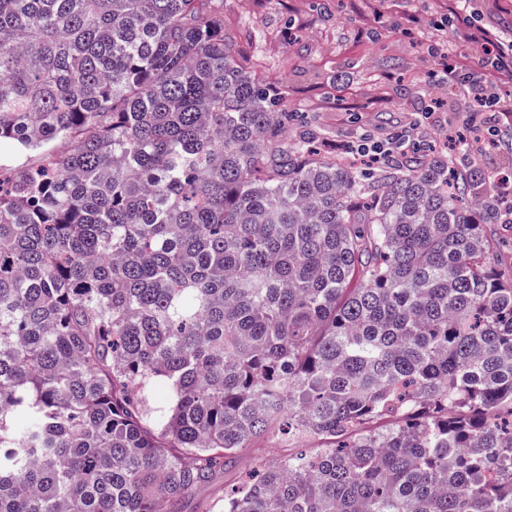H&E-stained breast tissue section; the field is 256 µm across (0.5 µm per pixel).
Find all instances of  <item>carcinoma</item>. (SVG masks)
Masks as SVG:
<instances>
[{"label": "carcinoma", "instance_id": "1", "mask_svg": "<svg viewBox=\"0 0 512 512\" xmlns=\"http://www.w3.org/2000/svg\"><path fill=\"white\" fill-rule=\"evenodd\" d=\"M315 141L223 0H0V512H184L275 428L217 512H512V191ZM485 230L497 244L495 267L505 279L512 277V224H487ZM296 444L278 436L263 435L258 437L251 448L243 449L235 462L217 472L214 481L197 490L189 503V510L201 512L224 494V486L231 487L243 481L261 461L280 458L294 452Z\"/></svg>", "mask_w": 512, "mask_h": 512}]
</instances>
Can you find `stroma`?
<instances>
[{"mask_svg": "<svg viewBox=\"0 0 512 512\" xmlns=\"http://www.w3.org/2000/svg\"><path fill=\"white\" fill-rule=\"evenodd\" d=\"M224 35L240 56L259 60L289 110L306 113L329 147L403 134L446 148L449 132L472 116L437 76L434 50L452 49L467 72L489 75L497 96L487 115L496 144L472 146L471 164L495 181L512 172V77L494 76L487 53L512 40V0H224ZM294 450L258 437L193 494L191 512H208L261 461Z\"/></svg>", "mask_w": 512, "mask_h": 512, "instance_id": "35a3bbf8", "label": "stroma"}]
</instances>
